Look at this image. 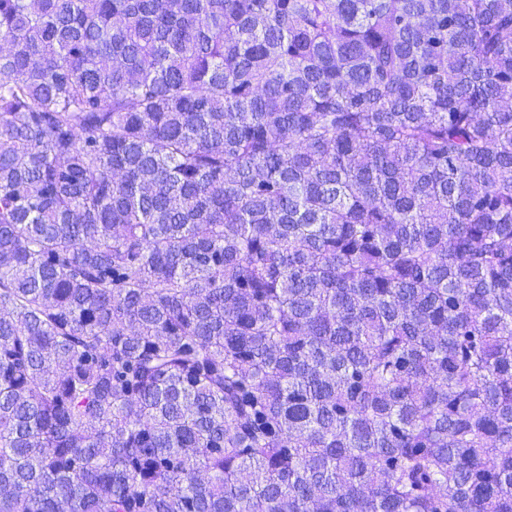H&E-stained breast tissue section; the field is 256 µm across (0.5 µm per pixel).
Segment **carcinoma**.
Instances as JSON below:
<instances>
[{"instance_id":"carcinoma-1","label":"carcinoma","mask_w":512,"mask_h":512,"mask_svg":"<svg viewBox=\"0 0 512 512\" xmlns=\"http://www.w3.org/2000/svg\"><path fill=\"white\" fill-rule=\"evenodd\" d=\"M0 512H512V0H0Z\"/></svg>"}]
</instances>
